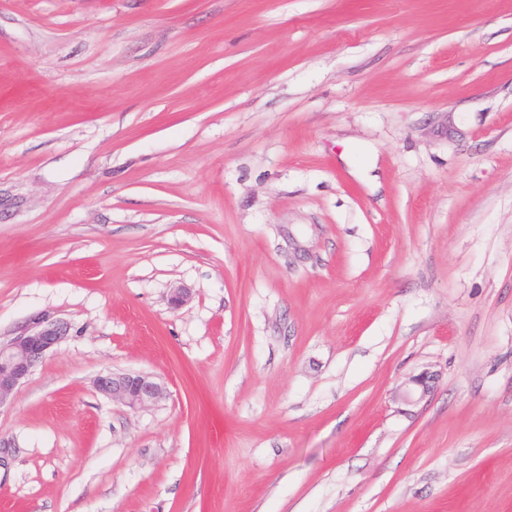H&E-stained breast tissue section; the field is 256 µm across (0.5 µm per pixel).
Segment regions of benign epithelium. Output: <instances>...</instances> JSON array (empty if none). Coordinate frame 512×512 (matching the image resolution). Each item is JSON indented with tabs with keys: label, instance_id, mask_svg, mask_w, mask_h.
Listing matches in <instances>:
<instances>
[{
	"label": "benign epithelium",
	"instance_id": "1",
	"mask_svg": "<svg viewBox=\"0 0 512 512\" xmlns=\"http://www.w3.org/2000/svg\"><path fill=\"white\" fill-rule=\"evenodd\" d=\"M69 330L64 321L42 318L9 343H0V405L15 392L46 354L68 336ZM94 387L103 396L132 409L148 407L167 396V387L163 382L143 373L100 374L94 380Z\"/></svg>",
	"mask_w": 512,
	"mask_h": 512
}]
</instances>
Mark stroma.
<instances>
[{"instance_id": "1", "label": "stroma", "mask_w": 512, "mask_h": 512, "mask_svg": "<svg viewBox=\"0 0 512 512\" xmlns=\"http://www.w3.org/2000/svg\"><path fill=\"white\" fill-rule=\"evenodd\" d=\"M41 316L0 512H512V0H0ZM94 387L103 396L132 409L148 407L167 396L163 382L143 373L100 374L94 380Z\"/></svg>"}]
</instances>
